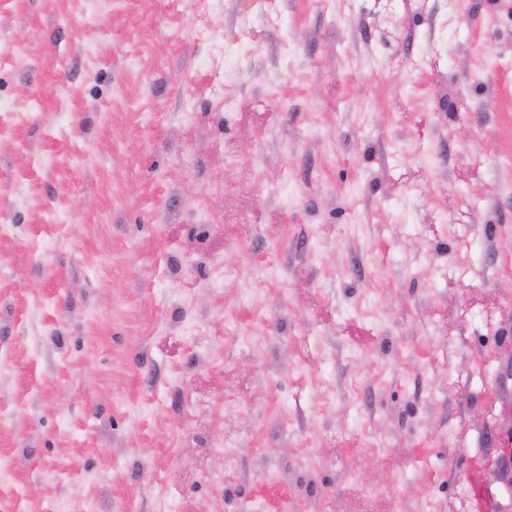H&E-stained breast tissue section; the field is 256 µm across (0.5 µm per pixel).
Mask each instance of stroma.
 Returning a JSON list of instances; mask_svg holds the SVG:
<instances>
[{"instance_id":"1","label":"stroma","mask_w":512,"mask_h":512,"mask_svg":"<svg viewBox=\"0 0 512 512\" xmlns=\"http://www.w3.org/2000/svg\"><path fill=\"white\" fill-rule=\"evenodd\" d=\"M510 446L512 0H0V512H512Z\"/></svg>"}]
</instances>
